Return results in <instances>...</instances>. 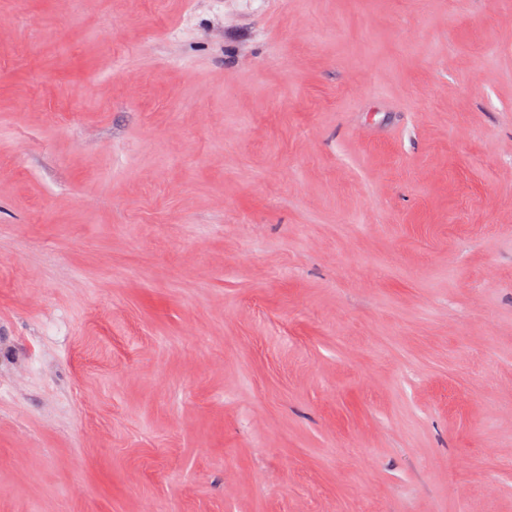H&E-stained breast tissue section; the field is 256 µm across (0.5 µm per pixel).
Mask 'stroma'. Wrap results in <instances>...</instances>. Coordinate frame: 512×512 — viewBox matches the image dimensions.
I'll use <instances>...</instances> for the list:
<instances>
[{
	"instance_id": "obj_1",
	"label": "stroma",
	"mask_w": 512,
	"mask_h": 512,
	"mask_svg": "<svg viewBox=\"0 0 512 512\" xmlns=\"http://www.w3.org/2000/svg\"><path fill=\"white\" fill-rule=\"evenodd\" d=\"M0 512H512V0H0Z\"/></svg>"
}]
</instances>
